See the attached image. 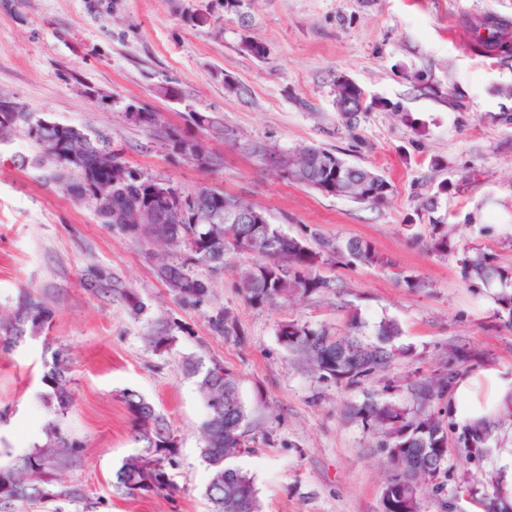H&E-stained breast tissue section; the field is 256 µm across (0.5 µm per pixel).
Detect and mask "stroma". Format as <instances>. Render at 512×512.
<instances>
[{
  "instance_id": "obj_1",
  "label": "stroma",
  "mask_w": 512,
  "mask_h": 512,
  "mask_svg": "<svg viewBox=\"0 0 512 512\" xmlns=\"http://www.w3.org/2000/svg\"><path fill=\"white\" fill-rule=\"evenodd\" d=\"M208 16L185 24L181 7ZM247 22L224 0H0V92L31 112L104 133L126 164L183 194L208 185L264 211L291 236L310 227L327 238L369 242L387 267L326 264L329 289L286 303H245L237 272L251 258L226 257L210 275L201 305L180 301L156 275L154 244L101 224L91 200L49 181L25 130L0 141V314L23 294L42 301L45 322L12 345L0 343V460L34 451L48 423L78 451L56 471L78 489L81 512H210L202 461L209 410L185 364L217 360L239 379L255 441L235 467L254 479L261 512H381L389 475L384 437L348 417L351 402L373 399L410 409L409 383L435 372L512 377V327L499 319V284L464 280L461 261L481 252L512 272V52L487 55L467 29L512 21V0H248ZM262 42L264 58L247 52ZM246 87L227 93L224 75ZM345 76L373 100L354 130L337 109ZM138 103L162 125L185 128L189 110L208 112L223 138L203 133L217 166L203 170L171 156L126 116ZM260 140L278 149L319 145L384 175L393 186L375 207L278 178L245 150ZM446 194H438L440 183ZM436 198L434 214L422 208ZM447 233L448 254L430 248ZM424 283L414 290L400 275ZM142 309L132 313L127 293ZM229 312L244 344L213 335L208 319ZM373 340L391 320L400 334L389 366L357 386L313 376L278 335L296 321L342 330L349 313ZM169 336L166 348L147 342ZM69 364L73 401L51 402L43 376L54 352ZM153 402L178 440L175 487L128 496L115 473L137 445L122 398ZM453 395L435 410L449 424L446 471L432 479L422 512H484L499 494L493 478L512 461L505 400L487 411L490 454L469 459L457 447L464 427Z\"/></svg>"
}]
</instances>
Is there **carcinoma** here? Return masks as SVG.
<instances>
[{"label": "carcinoma", "instance_id": "carcinoma-1", "mask_svg": "<svg viewBox=\"0 0 512 512\" xmlns=\"http://www.w3.org/2000/svg\"><path fill=\"white\" fill-rule=\"evenodd\" d=\"M485 34L478 35L488 52H508L512 44V25L501 22L480 24ZM148 120L141 127L157 131L164 147L173 155L176 146L192 136L175 127L159 123L158 113L144 109ZM191 122L198 129L212 128V133L225 134L206 112L192 113ZM19 126L39 148V161L51 168L47 178L59 179L64 173L74 174L70 181L73 196L95 201L102 223L117 225L126 234L146 242L185 247L188 261L205 266L212 273L224 270L226 254L236 252L254 255L259 261L244 268L239 276L245 302L263 307L286 302L294 297L313 294L328 287L325 278L316 273L318 267L346 261L352 265L389 266L391 261L380 256L367 242L327 239L318 231L305 228L302 236H289L269 226L271 242L249 249V240L259 233L254 224H240L238 213L262 211L250 203L223 191L204 185L193 193L179 195L176 189L132 170L112 149L109 137L83 135V140L57 148L60 139L57 126H43L27 120L25 112H0V137ZM251 154L267 161L282 179L318 189L322 184L334 186L333 195L370 205L385 203L392 193L391 184L374 171L351 164L336 152L320 146H306L294 152H281L261 142L249 143ZM100 181L112 183L109 203L96 200L94 187ZM184 201L183 221L174 224L165 213L176 207L175 197ZM465 275L481 280H499L500 316L512 324V283L500 268L483 255L463 261ZM159 279L180 300L201 303L208 298L210 282L189 272L187 261L162 262L156 269ZM44 308L27 296L19 303L3 330L16 338L26 326L42 323ZM211 331L224 339L242 342L234 319L222 310L209 316ZM363 323L351 314L345 329L333 333L293 321L279 327L283 344L297 361L321 378L338 384L355 386L388 366L395 355L392 348L399 336L398 325L391 320L380 322L376 341L363 339ZM187 371L198 378L209 409L203 423L205 445L202 457L210 470L205 496L212 512H258L259 505L253 478L226 461L251 450L253 440L245 426L246 412L239 397L237 376L219 362L187 363ZM44 380L53 389L58 409L66 411L72 403L68 368L60 354L53 356ZM449 376L423 379L413 383L411 394L416 400L412 410L397 404L365 400L349 406V412L386 437L385 447L397 449L387 454L390 475L382 491V512H421V487L424 481L437 477L448 461V426L435 412V402L448 393ZM123 399L131 417V431L140 450L126 457L115 474V487L125 494L159 493L173 485L171 469L178 448L164 417L144 397L130 390ZM42 445L11 466L0 467V503L7 506H34L44 500L56 503L53 512H66L65 505L81 498L72 488L56 487L51 471L58 462L75 453L74 443L67 439L58 424L45 427ZM484 422L465 429L462 448L477 460L488 453Z\"/></svg>", "mask_w": 512, "mask_h": 512}]
</instances>
